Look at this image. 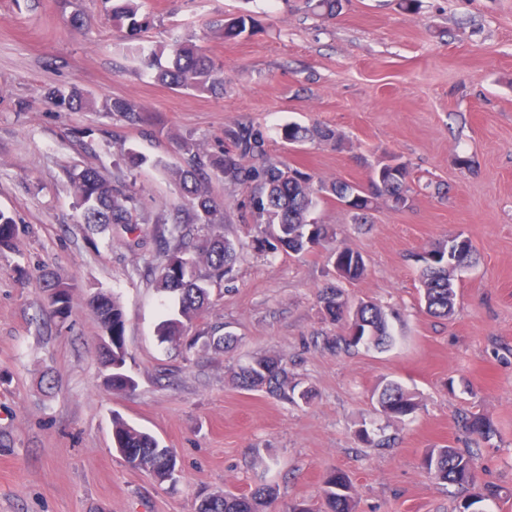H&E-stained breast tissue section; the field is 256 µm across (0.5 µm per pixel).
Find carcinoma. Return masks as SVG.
I'll use <instances>...</instances> for the list:
<instances>
[{
    "instance_id": "obj_1",
    "label": "carcinoma",
    "mask_w": 512,
    "mask_h": 512,
    "mask_svg": "<svg viewBox=\"0 0 512 512\" xmlns=\"http://www.w3.org/2000/svg\"><path fill=\"white\" fill-rule=\"evenodd\" d=\"M311 10L320 16H333L342 7V0H307ZM110 18L118 28L126 29L127 36L137 38L148 29L147 17L139 14L138 0H121L112 7ZM256 20L249 14L224 20V38L235 39L254 27ZM163 46L152 47L140 43L137 50L157 56L164 53ZM168 64L157 67V79L169 86L210 93L224 86V79L213 60L202 49L189 42L175 43L168 48ZM54 103L70 112H83L95 107V102L77 91L52 92ZM103 107L120 113L133 125L145 122L146 113L128 100H110ZM344 147L343 136L328 127L310 131L288 127V142L304 141L308 135ZM224 139L231 149L222 156L211 155L203 160L198 145L191 140L181 144L186 165H170L158 159L169 178L179 188L184 205L172 218L171 227L158 235L162 261L147 267L154 276L159 292L169 294L177 301V308L166 311L157 324L156 335L163 342L176 346L186 336L188 324L199 319L209 309L212 283L224 280L233 271L237 257L236 243L221 232L223 203L207 190L210 174L207 169L224 180L243 186L246 197L242 201L244 221L256 228L254 248L262 255L283 251L301 255L309 251V244H331L336 230L317 223L311 213L317 205L318 195L335 197L352 214L356 222L364 219V212L373 210L387 198L408 203L411 172L408 165L395 156L387 157L371 166L369 183L365 187L344 181L326 184L314 181V176L282 162L266 157L262 132L250 126H237L224 130ZM246 159H260L262 164L247 166ZM69 179L75 188V208L83 224H121L125 231H141L137 222L135 197L116 189L91 167H74ZM200 225L202 233L189 237L188 227ZM14 221L0 212V250L12 246ZM472 252L470 240L461 234L448 237L428 254L437 261L424 264L421 271V300L425 309L437 318L448 319L454 314L457 291L455 272ZM338 263L346 266L348 279L355 282L365 275L366 265L361 254L336 248ZM77 284L70 278L47 277L44 289L53 313L66 320L70 300ZM342 282L324 288L319 302L327 320L347 323V333L326 343V348L338 352L366 345L377 350L390 347L394 342L389 315L377 303L363 302L346 311L336 309V293ZM96 312L103 331L100 360L105 370V386L114 392L129 391L135 380L126 370L128 351L125 342V319L118 300L98 294ZM238 387L245 391H263L277 399L307 404L313 398L312 390L301 388L288 378L287 364L277 356H260L241 365L235 371ZM378 404L385 414L402 418L414 413L418 407L413 395L401 385L390 382L379 393ZM459 429L470 439L487 440L492 435L490 423L477 412L465 411L457 419ZM112 447L132 468L146 471L157 483L174 481L178 477V460L174 452L162 446L152 434L113 417ZM426 473L440 483L466 489L475 484V457L468 449L443 446L429 448L422 458ZM328 512H354L353 495L348 477L334 473L326 478L323 489ZM273 499L271 487L262 485L248 494L227 492L200 500L196 512H266Z\"/></svg>"
}]
</instances>
